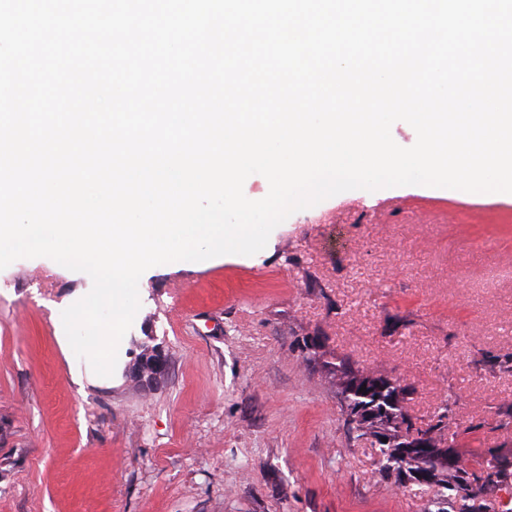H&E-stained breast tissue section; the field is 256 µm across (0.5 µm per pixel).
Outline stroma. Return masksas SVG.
Returning <instances> with one entry per match:
<instances>
[{
	"instance_id": "1",
	"label": "stroma",
	"mask_w": 512,
	"mask_h": 512,
	"mask_svg": "<svg viewBox=\"0 0 512 512\" xmlns=\"http://www.w3.org/2000/svg\"><path fill=\"white\" fill-rule=\"evenodd\" d=\"M510 267L512 200L347 191L255 255L145 271L101 377L60 320L91 278L16 260L0 270V512H426L435 488L383 479L349 439L309 345L400 378L419 424L449 402L459 462L511 453ZM148 335L168 357L151 388L123 374Z\"/></svg>"
}]
</instances>
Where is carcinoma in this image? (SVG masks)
<instances>
[{"mask_svg":"<svg viewBox=\"0 0 512 512\" xmlns=\"http://www.w3.org/2000/svg\"><path fill=\"white\" fill-rule=\"evenodd\" d=\"M336 387H345L344 402L349 406H369L374 417L363 426H347L356 436L386 435L387 443L376 449L379 474L393 477L404 488L432 486L437 489V503L448 500V492L461 502L460 512H483L487 509L484 491L490 486L512 482V456L493 451L489 456L478 454L466 465L456 461L448 445V405L440 406L428 430L434 432V445L413 448L410 428L413 418L403 402L408 386L387 375L360 372L341 359L326 362ZM366 390H361V387Z\"/></svg>","mask_w":512,"mask_h":512,"instance_id":"carcinoma-1","label":"carcinoma"}]
</instances>
